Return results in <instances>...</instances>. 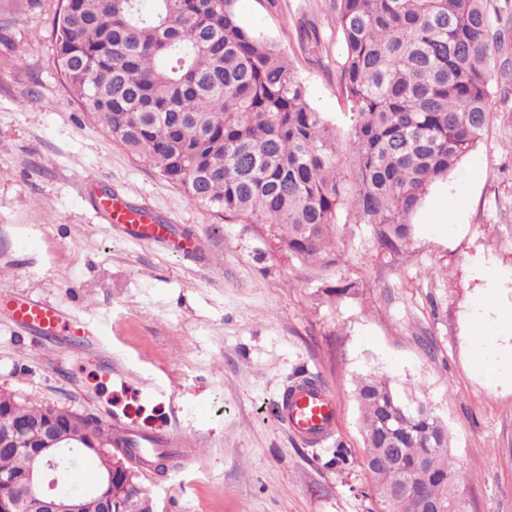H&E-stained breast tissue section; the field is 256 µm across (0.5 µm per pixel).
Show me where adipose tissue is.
Returning a JSON list of instances; mask_svg holds the SVG:
<instances>
[{
	"mask_svg": "<svg viewBox=\"0 0 512 512\" xmlns=\"http://www.w3.org/2000/svg\"><path fill=\"white\" fill-rule=\"evenodd\" d=\"M481 307L482 315L470 327L472 353L483 375L495 381L504 372L512 371V354L502 355L497 346L502 327L512 324V302L499 303L497 291L492 288L483 296Z\"/></svg>",
	"mask_w": 512,
	"mask_h": 512,
	"instance_id": "ef3b65f1",
	"label": "adipose tissue"
}]
</instances>
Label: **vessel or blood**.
Instances as JSON below:
<instances>
[{"label":"vessel or blood","mask_w":512,"mask_h":512,"mask_svg":"<svg viewBox=\"0 0 512 512\" xmlns=\"http://www.w3.org/2000/svg\"><path fill=\"white\" fill-rule=\"evenodd\" d=\"M96 211L103 224L121 231L133 241L174 242L178 252L194 255L199 241L192 235L176 236L173 225L165 224L150 211L119 195L98 197ZM13 322L28 331L75 333L79 319L67 316L56 306L34 298H18L10 306ZM278 421L309 445H319L330 437L336 427V401L323 386L295 385L283 392L277 402Z\"/></svg>","instance_id":"b4317fda"}]
</instances>
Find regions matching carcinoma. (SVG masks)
<instances>
[{
    "label": "carcinoma",
    "mask_w": 512,
    "mask_h": 512,
    "mask_svg": "<svg viewBox=\"0 0 512 512\" xmlns=\"http://www.w3.org/2000/svg\"><path fill=\"white\" fill-rule=\"evenodd\" d=\"M61 0L56 65L81 109L187 200L261 224L304 262L336 263L340 212L378 245L409 241L410 218L489 124L507 34L490 0H335L351 127L310 103L284 51L239 19L237 0ZM367 466L382 512L422 498L463 512L448 429L383 374L358 378ZM396 450L397 469L382 463ZM29 457L0 450V472ZM408 488L394 493L401 483Z\"/></svg>",
    "instance_id": "carcinoma-1"
}]
</instances>
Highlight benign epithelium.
Returning <instances> with one entry per match:
<instances>
[{
  "instance_id": "benign-epithelium-1",
  "label": "benign epithelium",
  "mask_w": 512,
  "mask_h": 512,
  "mask_svg": "<svg viewBox=\"0 0 512 512\" xmlns=\"http://www.w3.org/2000/svg\"><path fill=\"white\" fill-rule=\"evenodd\" d=\"M18 395L0 391V413L13 416V424L0 431V448L28 454L33 467L23 474L0 473V512H86V497L65 495L59 490L61 465L70 453L95 455L103 461L98 486L91 491L99 512H112L113 502L126 498V512H154L148 501H134L128 495L133 485L134 470L108 445L83 427L82 414L63 420L57 407L49 406L43 415L30 419L18 411Z\"/></svg>"
}]
</instances>
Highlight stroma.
I'll list each match as a JSON object with an SVG mask.
<instances>
[{
	"label": "stroma",
	"mask_w": 512,
	"mask_h": 512,
	"mask_svg": "<svg viewBox=\"0 0 512 512\" xmlns=\"http://www.w3.org/2000/svg\"><path fill=\"white\" fill-rule=\"evenodd\" d=\"M60 4L0 0V389L147 434L177 425L198 436L177 467L139 469L158 512H377L353 390L380 372L447 426L465 512H512V381L485 380L467 336L482 289L512 299V43L492 74L488 127L429 188L413 238L388 253L370 226L342 223V257L325 267L280 251L261 225L189 202L82 112L55 64ZM237 9L346 137L333 0ZM312 30L311 55L300 36ZM104 192L196 235L215 263L109 230L93 205ZM346 283L348 295L333 294ZM11 295L57 305L87 335L20 330ZM99 334L111 349L95 345ZM299 373L336 398V431L314 447L275 418ZM168 376L172 396L159 390Z\"/></svg>",
	"instance_id": "35a3bbf8"
}]
</instances>
